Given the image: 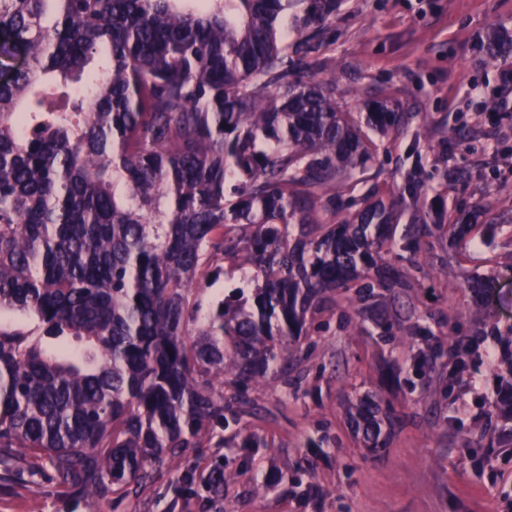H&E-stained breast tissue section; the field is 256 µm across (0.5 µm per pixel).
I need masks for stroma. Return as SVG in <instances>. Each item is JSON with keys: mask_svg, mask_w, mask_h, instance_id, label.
Masks as SVG:
<instances>
[{"mask_svg": "<svg viewBox=\"0 0 512 512\" xmlns=\"http://www.w3.org/2000/svg\"><path fill=\"white\" fill-rule=\"evenodd\" d=\"M495 26L512 29V0H342L311 54L349 111L383 95L416 115L406 134L376 138L367 186L385 202L477 224L454 255L439 247L421 257L408 292L414 319L363 334L347 323L350 307L324 311L299 342V387L276 376L249 388L231 447L165 458L128 496L69 499L27 460L1 459L0 512H512V444L501 441L512 422L493 405L496 367L475 362L446 397L413 365L431 333L478 336L495 350L491 330H512V94L501 84L512 61L488 67L475 56ZM452 127L469 137L448 143ZM478 274L495 278L481 301L466 287ZM355 393L394 417L377 453L346 412ZM217 462L235 474L223 501L184 489L185 476ZM308 486L314 495L300 497Z\"/></svg>", "mask_w": 512, "mask_h": 512, "instance_id": "1", "label": "stroma"}]
</instances>
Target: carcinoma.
<instances>
[{
    "mask_svg": "<svg viewBox=\"0 0 512 512\" xmlns=\"http://www.w3.org/2000/svg\"><path fill=\"white\" fill-rule=\"evenodd\" d=\"M340 0H0V457L59 486L125 496L167 456L203 447L257 384L288 364L307 319L352 300L361 331L409 287L444 224L354 195L368 132L412 115L386 98L342 111L305 59ZM25 64H10L14 49ZM479 62L512 58L494 29ZM357 206L343 214L344 197ZM399 250L400 269L386 256ZM251 274L202 319L197 279ZM448 336L417 369L470 366ZM371 452L390 416L352 404ZM216 463L190 481L216 498Z\"/></svg>",
    "mask_w": 512,
    "mask_h": 512,
    "instance_id": "obj_1",
    "label": "carcinoma"
}]
</instances>
